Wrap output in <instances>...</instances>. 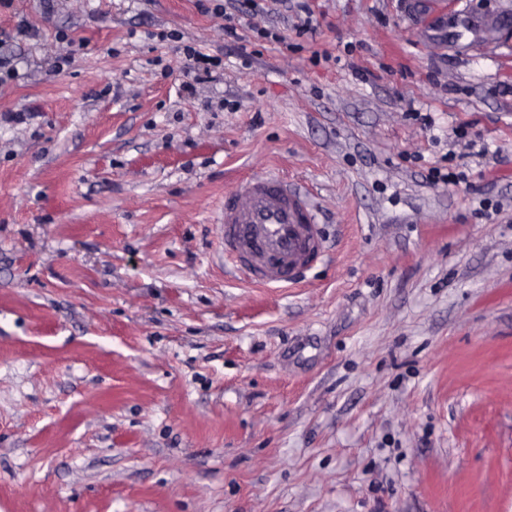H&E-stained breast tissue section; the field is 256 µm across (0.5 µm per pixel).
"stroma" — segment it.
I'll return each mask as SVG.
<instances>
[{
    "label": "stroma",
    "mask_w": 512,
    "mask_h": 512,
    "mask_svg": "<svg viewBox=\"0 0 512 512\" xmlns=\"http://www.w3.org/2000/svg\"><path fill=\"white\" fill-rule=\"evenodd\" d=\"M220 2L0 0V512H512V29L428 24L512 0ZM270 172L328 247L282 288L219 232ZM432 30L441 36H447L448 42L458 43L470 39V43L479 42L488 35L507 30L509 20L497 17H474L465 9L435 13L429 22Z\"/></svg>",
    "instance_id": "35a3bbf8"
}]
</instances>
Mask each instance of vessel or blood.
Listing matches in <instances>:
<instances>
[{
  "label": "vessel or blood",
  "mask_w": 512,
  "mask_h": 512,
  "mask_svg": "<svg viewBox=\"0 0 512 512\" xmlns=\"http://www.w3.org/2000/svg\"><path fill=\"white\" fill-rule=\"evenodd\" d=\"M511 25L496 17H474L463 9L430 18L432 30L452 43L478 42ZM223 224L225 259L262 285L296 283L325 256L307 194L277 176L249 179L226 194Z\"/></svg>",
  "instance_id": "obj_1"
}]
</instances>
